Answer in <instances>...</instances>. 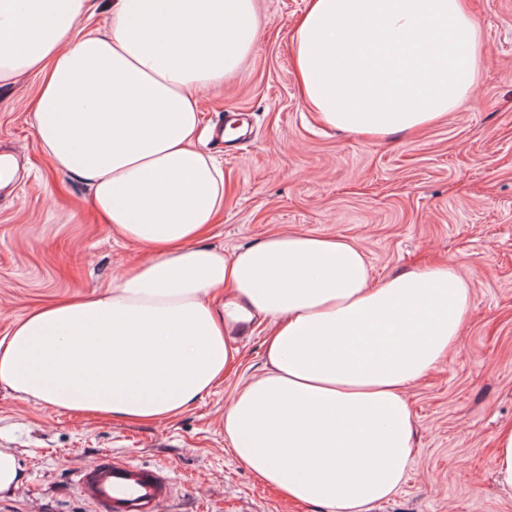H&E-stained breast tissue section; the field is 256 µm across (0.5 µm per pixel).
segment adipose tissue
<instances>
[{
  "label": "adipose tissue",
  "mask_w": 512,
  "mask_h": 512,
  "mask_svg": "<svg viewBox=\"0 0 512 512\" xmlns=\"http://www.w3.org/2000/svg\"><path fill=\"white\" fill-rule=\"evenodd\" d=\"M0 0V84L42 76L32 125L84 180L113 234L150 247L96 294L28 312L0 336V387L92 418L161 421L209 395L261 317L265 371L224 411L238 460L290 499L369 512L412 464L406 390L458 342L469 282L453 265L376 285L349 240L273 234L227 252L202 237L224 173L197 150L198 92L257 43L256 0ZM294 41L303 101L331 128L383 139L472 98L484 60L464 0H307ZM108 0H90L89 13L79 19L76 30L85 32L87 30L103 29L109 19Z\"/></svg>",
  "instance_id": "adipose-tissue-1"
}]
</instances>
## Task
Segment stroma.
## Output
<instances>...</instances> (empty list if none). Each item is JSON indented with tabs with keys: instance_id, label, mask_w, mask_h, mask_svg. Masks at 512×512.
Returning <instances> with one entry per match:
<instances>
[{
	"instance_id": "1",
	"label": "stroma",
	"mask_w": 512,
	"mask_h": 512,
	"mask_svg": "<svg viewBox=\"0 0 512 512\" xmlns=\"http://www.w3.org/2000/svg\"><path fill=\"white\" fill-rule=\"evenodd\" d=\"M485 49L479 94L429 128L382 141L327 128L306 111L293 26L306 0H259L260 37L238 73L200 90L199 146L224 170V212L206 242L232 250L268 235L352 239L374 282L453 264L471 284L458 345L411 385L416 438L400 490L371 512H512L493 479L495 434L512 424V0H465ZM39 81L0 85V336L27 310L86 295L146 248L115 238L83 181L56 172L30 123ZM267 323L236 335L229 375L154 423L90 419L0 389V448L25 479L0 512H94L75 473L107 452L165 470L161 512H323L263 483L224 440V410L264 368Z\"/></svg>"
}]
</instances>
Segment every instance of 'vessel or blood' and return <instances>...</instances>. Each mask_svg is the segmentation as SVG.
<instances>
[{
	"instance_id": "obj_1",
	"label": "vessel or blood",
	"mask_w": 512,
	"mask_h": 512,
	"mask_svg": "<svg viewBox=\"0 0 512 512\" xmlns=\"http://www.w3.org/2000/svg\"><path fill=\"white\" fill-rule=\"evenodd\" d=\"M77 482L98 512H158L174 491L170 478L157 468L107 455L79 470Z\"/></svg>"
}]
</instances>
